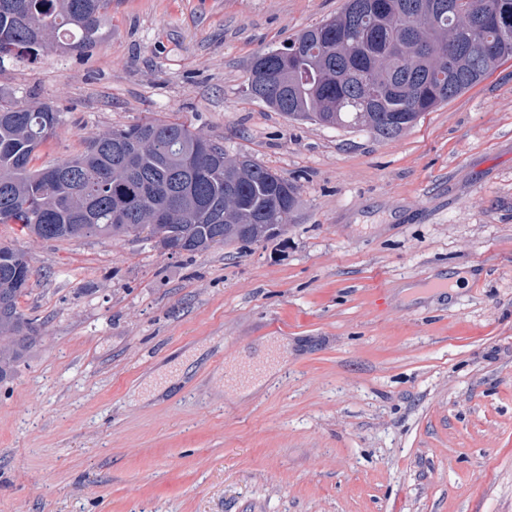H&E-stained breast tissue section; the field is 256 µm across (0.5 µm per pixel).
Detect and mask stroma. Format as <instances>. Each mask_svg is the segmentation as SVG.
Masks as SVG:
<instances>
[{"mask_svg": "<svg viewBox=\"0 0 512 512\" xmlns=\"http://www.w3.org/2000/svg\"><path fill=\"white\" fill-rule=\"evenodd\" d=\"M342 5L112 0L88 56L0 63L62 116L41 161L170 117L299 187L281 234L192 257L0 224L42 325L0 512H512V60L392 141L254 98V56Z\"/></svg>", "mask_w": 512, "mask_h": 512, "instance_id": "35a3bbf8", "label": "stroma"}]
</instances>
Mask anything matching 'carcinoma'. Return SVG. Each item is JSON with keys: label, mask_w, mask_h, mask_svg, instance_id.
I'll list each match as a JSON object with an SVG mask.
<instances>
[{"label": "carcinoma", "mask_w": 512, "mask_h": 512, "mask_svg": "<svg viewBox=\"0 0 512 512\" xmlns=\"http://www.w3.org/2000/svg\"><path fill=\"white\" fill-rule=\"evenodd\" d=\"M344 0L335 16L249 69L262 101L298 122L395 140L427 112L512 59V0ZM112 0H0V60L91 51L108 31ZM60 113L0 103V223L37 239L144 237L171 254L252 243L290 223L298 188L284 175L178 120L149 118L85 138L68 158L37 167ZM32 271L0 245V381L32 346L39 324L19 300Z\"/></svg>", "instance_id": "1"}]
</instances>
